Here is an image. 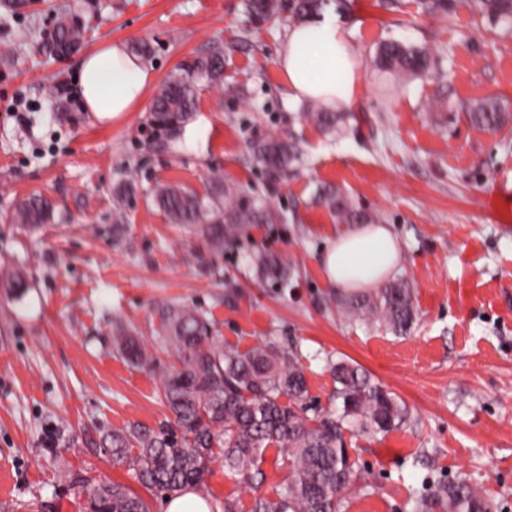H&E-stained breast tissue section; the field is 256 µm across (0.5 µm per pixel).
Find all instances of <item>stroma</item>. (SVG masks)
Listing matches in <instances>:
<instances>
[{"label":"stroma","instance_id":"1","mask_svg":"<svg viewBox=\"0 0 512 512\" xmlns=\"http://www.w3.org/2000/svg\"><path fill=\"white\" fill-rule=\"evenodd\" d=\"M0 0V274L30 279L20 297L0 287V512H85L86 484H133L113 465L106 431L159 428L172 416L149 371L112 347L116 327L154 339L171 304L196 307L224 345L247 350L275 339L298 350L308 404L332 409L329 362L361 366L407 409L385 438L346 435L359 478L346 512H412L426 486L467 479L512 512V34L456 7L416 16L414 0L387 7L353 0L336 18L350 33L360 85L330 109L345 115L329 134L291 99L278 51L291 20L254 25L241 0ZM80 12V52L32 56L56 14ZM396 40L427 48L429 77L381 93L371 63ZM148 43L142 104L108 123L85 112L71 85L84 54L110 43ZM224 47V83L203 87L188 124L198 138L156 140L152 102L167 77L213 44ZM238 89L228 96L226 86ZM497 98L507 121L475 128L464 103ZM293 140L299 157L270 176L254 160L256 139ZM230 190L274 212L240 227L212 253L191 225L171 224L151 204L157 186L200 195L213 172ZM124 202L112 234L113 191ZM337 192L398 236L396 277L413 290L416 319L405 335L345 317L340 288L321 256L345 224L324 202ZM32 195L49 199L52 223L31 232L5 220ZM290 259L287 286L258 282L259 254ZM68 470L73 483L58 482ZM265 480L228 479L215 461L203 496L250 506L285 476L268 449Z\"/></svg>","mask_w":512,"mask_h":512}]
</instances>
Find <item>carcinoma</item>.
Wrapping results in <instances>:
<instances>
[{
  "mask_svg": "<svg viewBox=\"0 0 512 512\" xmlns=\"http://www.w3.org/2000/svg\"><path fill=\"white\" fill-rule=\"evenodd\" d=\"M472 13L494 24L512 28V0H464ZM347 0H244L256 25L283 13L302 23ZM426 15L441 16L455 8V0H418ZM85 22L76 12L55 16L52 28L35 46L40 55L63 57L78 51ZM224 48L213 45L203 56L182 65L163 85L151 109L150 123L166 140L176 138L190 122L201 84L224 83ZM376 67L395 81L420 77L431 70L429 50L398 42L382 44ZM470 122L482 130L495 129L505 113L493 98L461 104ZM312 118L327 130L336 128V113L314 103ZM256 162L275 176L295 158L291 142L260 140L253 145ZM214 195L203 199L182 186L155 190L153 203L172 224H197L215 253L242 224H253L268 214L250 201H235L224 191V176L211 177ZM131 185L115 193L113 221L120 231L125 220L123 202ZM336 218L345 224H374L377 217L354 208L340 195L327 194ZM52 219L51 203L32 196L22 200L6 220L36 226ZM260 280L288 283L292 264L274 255L253 259ZM343 313L356 321L376 322L395 334L407 333L416 316L412 289L396 280L376 295L351 293L341 300ZM164 329L158 344L148 345L124 328L115 330L112 346L134 367L157 371L162 399L172 413L171 426L151 429L143 425L114 430L104 437L113 463L130 473L149 493L171 497L198 488L210 464L224 460V472L246 480L263 477L260 465L270 447L284 452L285 477L270 497L254 496L248 512H341L344 492L355 479L343 432L376 437L402 426L405 407L360 367L333 365L336 377V411L306 419L299 413L307 399L308 385L298 352L274 341L246 351L226 347L212 336L207 318L186 305L163 310ZM170 347L177 364H160L156 350ZM415 512H493L492 504L463 479L438 483L419 497ZM85 512H151L149 502L120 482H102L88 498Z\"/></svg>",
  "mask_w": 512,
  "mask_h": 512,
  "instance_id": "obj_1",
  "label": "carcinoma"
}]
</instances>
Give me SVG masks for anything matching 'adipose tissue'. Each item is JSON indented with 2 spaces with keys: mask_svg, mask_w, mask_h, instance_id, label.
<instances>
[{
  "mask_svg": "<svg viewBox=\"0 0 512 512\" xmlns=\"http://www.w3.org/2000/svg\"><path fill=\"white\" fill-rule=\"evenodd\" d=\"M279 59L292 99H350L358 68L346 28L326 15L289 29ZM149 79L145 61L112 43L86 55L78 85L86 111L101 123L134 111ZM401 261V244L382 224H360L339 234L326 248L327 281L345 290H365L387 277Z\"/></svg>",
  "mask_w": 512,
  "mask_h": 512,
  "instance_id": "1",
  "label": "adipose tissue"
}]
</instances>
